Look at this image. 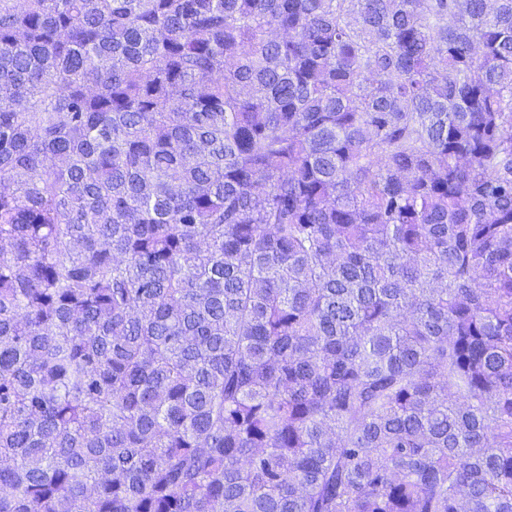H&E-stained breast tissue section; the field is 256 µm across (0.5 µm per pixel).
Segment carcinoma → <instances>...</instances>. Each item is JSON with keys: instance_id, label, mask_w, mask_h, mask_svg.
<instances>
[{"instance_id": "obj_1", "label": "carcinoma", "mask_w": 512, "mask_h": 512, "mask_svg": "<svg viewBox=\"0 0 512 512\" xmlns=\"http://www.w3.org/2000/svg\"><path fill=\"white\" fill-rule=\"evenodd\" d=\"M0 512H512V0H0Z\"/></svg>"}]
</instances>
